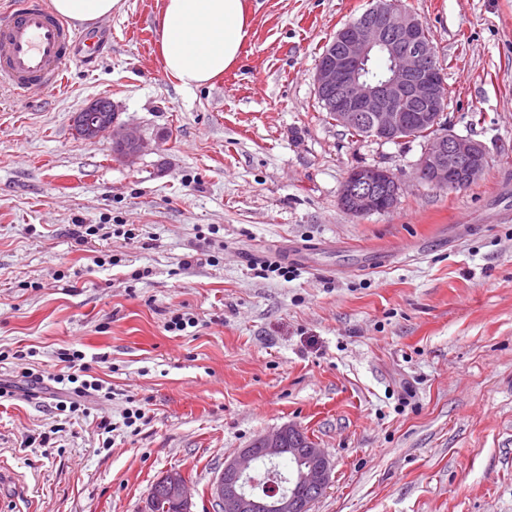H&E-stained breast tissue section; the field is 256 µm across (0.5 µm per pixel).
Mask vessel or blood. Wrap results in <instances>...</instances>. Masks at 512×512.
Instances as JSON below:
<instances>
[{
	"instance_id": "b4317fda",
	"label": "vessel or blood",
	"mask_w": 512,
	"mask_h": 512,
	"mask_svg": "<svg viewBox=\"0 0 512 512\" xmlns=\"http://www.w3.org/2000/svg\"><path fill=\"white\" fill-rule=\"evenodd\" d=\"M99 42L55 15L45 0H16L0 14V86L26 98L56 87L71 65L90 62Z\"/></svg>"
}]
</instances>
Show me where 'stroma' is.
Returning a JSON list of instances; mask_svg holds the SVG:
<instances>
[{"label": "stroma", "mask_w": 512, "mask_h": 512, "mask_svg": "<svg viewBox=\"0 0 512 512\" xmlns=\"http://www.w3.org/2000/svg\"><path fill=\"white\" fill-rule=\"evenodd\" d=\"M161 4L125 0L61 88L0 87V350L50 371L81 350L112 390L61 428L56 391L29 398L0 363V463L20 477L0 512H145L171 471L212 512L225 458L285 423L332 463L311 512H512V0H399L444 66L447 129L484 148L464 190L417 178L426 140L326 117L320 54L371 0H246L237 66L192 91L157 54ZM104 96L148 142L133 164L75 134ZM354 166L389 169L396 206L344 211ZM78 224L108 234L79 245ZM275 251L292 274L258 276ZM176 315L197 327L166 331ZM131 398L149 423L104 447Z\"/></svg>", "instance_id": "stroma-1"}]
</instances>
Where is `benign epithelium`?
<instances>
[{
	"label": "benign epithelium",
	"instance_id": "benign-epithelium-1",
	"mask_svg": "<svg viewBox=\"0 0 512 512\" xmlns=\"http://www.w3.org/2000/svg\"><path fill=\"white\" fill-rule=\"evenodd\" d=\"M424 25L391 0L374 4L356 22L341 27L332 40L339 46L319 60L315 72L317 94L334 122L347 130L365 129L381 141L403 139L409 127L434 131L417 164L420 180L435 187L465 189L485 169L483 146L467 137L441 131L444 110L440 91L444 72L436 63L431 40L423 38ZM387 57L388 71L380 80L366 76L373 52ZM73 124L88 140H112L115 158L132 163L145 151L146 142L132 128L117 122L112 100L98 98L76 113ZM401 184L388 169L356 166L343 181L339 204L349 214L363 217L395 207ZM269 463L293 456L299 472L288 479V490L268 483L266 493L251 490L257 454L250 445L224 460L209 495L219 512H310L312 503L327 489L331 461L327 452L299 427L284 424L257 442ZM160 493L180 512H191V492L178 472L165 475Z\"/></svg>",
	"mask_w": 512,
	"mask_h": 512
}]
</instances>
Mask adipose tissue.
I'll list each match as a JSON object with an SVG mask.
<instances>
[{
  "instance_id": "1",
  "label": "adipose tissue",
  "mask_w": 512,
  "mask_h": 512,
  "mask_svg": "<svg viewBox=\"0 0 512 512\" xmlns=\"http://www.w3.org/2000/svg\"><path fill=\"white\" fill-rule=\"evenodd\" d=\"M61 16L93 23L119 12L122 0H51ZM251 32L245 0H163L156 43L164 71L184 90L213 84L237 65Z\"/></svg>"
}]
</instances>
